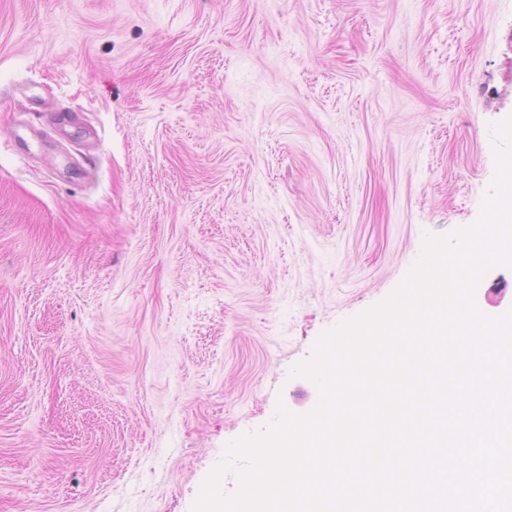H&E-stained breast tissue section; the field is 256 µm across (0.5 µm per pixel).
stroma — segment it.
<instances>
[{"mask_svg":"<svg viewBox=\"0 0 512 512\" xmlns=\"http://www.w3.org/2000/svg\"><path fill=\"white\" fill-rule=\"evenodd\" d=\"M510 118L512 0H0V512L235 495Z\"/></svg>","mask_w":512,"mask_h":512,"instance_id":"1","label":"stroma"}]
</instances>
